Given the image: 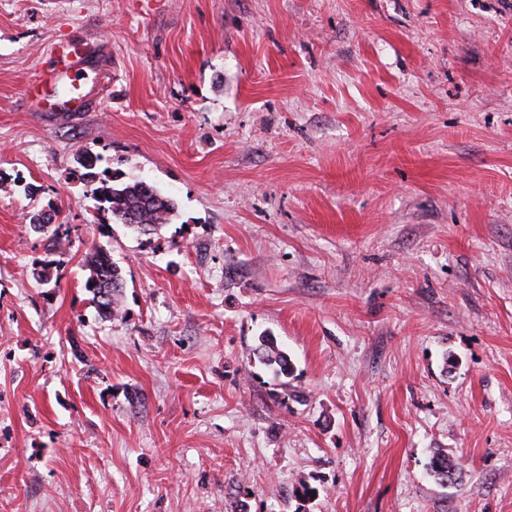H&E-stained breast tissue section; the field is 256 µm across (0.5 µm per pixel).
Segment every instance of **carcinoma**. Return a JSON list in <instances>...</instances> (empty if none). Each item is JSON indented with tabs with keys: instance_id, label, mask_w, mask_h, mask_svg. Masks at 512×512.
<instances>
[{
	"instance_id": "1",
	"label": "carcinoma",
	"mask_w": 512,
	"mask_h": 512,
	"mask_svg": "<svg viewBox=\"0 0 512 512\" xmlns=\"http://www.w3.org/2000/svg\"><path fill=\"white\" fill-rule=\"evenodd\" d=\"M99 161V157L85 149L76 156L74 172L79 174V179L95 185V198L113 221L144 233L169 223L175 208L170 197L144 181L120 182L105 170L100 174L94 172ZM55 215L51 207L35 210L30 213V227L35 232H41L52 223ZM86 268L89 276L84 288L92 294L91 302L99 316L110 319L117 313L118 297L124 286L121 270L112 262L110 254L98 247L89 252ZM255 351L258 361L276 376L286 377L291 373L288 354L279 349L272 337H258ZM431 473L440 481L451 483L455 480L457 465L448 457L438 455L431 462Z\"/></svg>"
}]
</instances>
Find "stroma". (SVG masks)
I'll list each match as a JSON object with an SVG mask.
<instances>
[{"mask_svg":"<svg viewBox=\"0 0 512 512\" xmlns=\"http://www.w3.org/2000/svg\"><path fill=\"white\" fill-rule=\"evenodd\" d=\"M66 40L89 111H29ZM0 512H512V0H0ZM49 55L50 65L39 71L34 80L26 86L25 102L33 112H70L42 108L40 89L57 84L64 76L90 68L94 51L87 43H58L50 48ZM99 156L82 150L76 156L78 165L74 172L88 184L97 185L93 189L99 209L110 215L112 222L124 224L138 232H148L169 223L175 208L173 200L144 181L118 182L107 170L94 172ZM85 170V172H82ZM86 268L89 270V276L84 288L92 294L91 302L102 319H112L118 311V297L124 286L120 268L112 262L106 250L95 246L87 256ZM103 294H106L107 298H104ZM258 361L270 369L277 377L288 378L291 373V361L288 354L279 349L271 336H259L255 348Z\"/></svg>","mask_w":512,"mask_h":512,"instance_id":"35a3bbf8","label":"stroma"}]
</instances>
